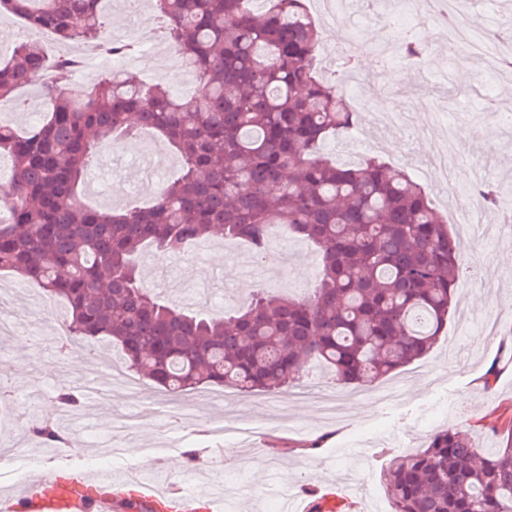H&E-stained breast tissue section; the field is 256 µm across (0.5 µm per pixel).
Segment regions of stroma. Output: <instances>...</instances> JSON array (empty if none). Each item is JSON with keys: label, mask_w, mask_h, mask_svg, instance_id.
Here are the masks:
<instances>
[{"label": "stroma", "mask_w": 512, "mask_h": 512, "mask_svg": "<svg viewBox=\"0 0 512 512\" xmlns=\"http://www.w3.org/2000/svg\"><path fill=\"white\" fill-rule=\"evenodd\" d=\"M351 9L320 20L321 41L317 66L327 75L339 68L337 49L353 41L358 73L362 80L363 118L350 133L331 138L329 160L377 156L406 167L409 174L425 180L445 130H452L456 169L446 194L430 189L436 211L448 221V230L460 239L465 265L480 269L479 277L462 275L457 310L450 313L443 336L421 360L379 380L375 391L399 385L387 404L371 399L348 402L340 419L328 420L307 402L288 393L242 394L228 388L219 406L199 405L200 390L184 394L150 388L155 403L166 405L171 417L162 422L145 420L114 431L113 423L124 408L140 405L132 393L94 402L83 399L66 438L69 465L93 471L100 466L116 472H157L158 489L189 492L204 483L197 469L199 456L222 455L229 478V501L235 512H278L275 500L263 498L264 488H289L298 500H308L309 489L324 492L327 485L357 475L367 487L355 495L352 512H390L391 505L380 484V472L392 455L426 448L430 437L447 428L469 433L481 448H500L512 437V228L504 225L512 214V128L498 127L489 105L512 109V83L499 84L485 73L484 60L498 53L499 44L487 43V35L512 31V0H462L458 27L468 34L455 51L442 49L440 28L423 25L419 38L428 49L426 64L415 70L394 66L377 70L376 49L383 40L382 27L366 11L362 0H350ZM469 80H461V72ZM125 141L112 143L105 157L87 171L97 187L81 189L82 203L104 207L106 199L128 207L151 205L152 193H142L128 170L135 161L125 152ZM480 166L485 182L510 186L497 208L481 207V228L492 237L463 236L462 227L449 209L453 195L471 191L470 174ZM219 232L199 246L197 254L140 264L147 286L162 292L179 306H206L232 310L247 303L253 291L264 288L291 297L310 291L319 274V257L308 242L279 236L273 246L281 255L278 264L261 274L248 273L224 251ZM55 302L33 283L16 290L10 303L15 334L0 350V360L15 384L17 399L32 389L39 398L27 408L9 405L0 411V434L11 436L20 447L17 465L20 479L0 481V497L16 494L20 481L33 479L38 467L52 464V448L31 432L32 424L47 418V406L58 388L74 386L60 339L61 323L54 314ZM462 336L480 340L474 350L449 349L448 340ZM495 370L492 385H485L488 370ZM224 418L247 416L256 424L253 433L234 439L214 436L212 412ZM137 441V453L127 452ZM320 447L302 456L312 442ZM182 460L181 471L171 464Z\"/></svg>", "instance_id": "1"}]
</instances>
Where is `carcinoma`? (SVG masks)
Here are the masks:
<instances>
[{
    "label": "carcinoma",
    "mask_w": 512,
    "mask_h": 512,
    "mask_svg": "<svg viewBox=\"0 0 512 512\" xmlns=\"http://www.w3.org/2000/svg\"><path fill=\"white\" fill-rule=\"evenodd\" d=\"M112 0H0V12L57 42L108 43ZM152 0L150 20L197 79L191 94L99 69L77 93L43 85L42 119L18 130L0 121V160L12 172L0 212V269L35 282L67 307L69 337L121 348L129 368L168 392L203 384L240 393L298 385L310 362L345 386L369 387L421 359L451 310L461 253L425 187L377 157L331 164L330 138L358 125L343 75L328 80L314 57L319 31L307 0ZM401 57L426 56L410 31ZM23 40L0 65V103L25 108L16 90L50 65ZM154 130L181 158L179 175L149 208L84 206L93 160L118 139ZM219 227L224 239L267 251L283 229L314 243L320 273L309 296L258 289L233 312L192 315L164 301L139 276L146 246L180 257ZM74 409L80 395L57 390ZM57 448L64 432L32 427ZM381 484L392 512H512V443L479 448L447 429L426 448L396 457Z\"/></svg>",
    "instance_id": "cac0c4a2"
}]
</instances>
